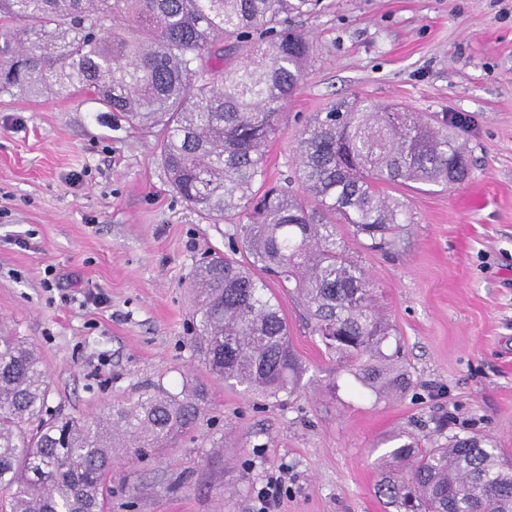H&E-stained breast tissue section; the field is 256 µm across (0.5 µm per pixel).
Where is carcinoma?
<instances>
[{"label": "carcinoma", "instance_id": "cac0c4a2", "mask_svg": "<svg viewBox=\"0 0 512 512\" xmlns=\"http://www.w3.org/2000/svg\"><path fill=\"white\" fill-rule=\"evenodd\" d=\"M320 0H0V93L79 87L129 124L159 131L168 184L215 223L230 253L191 284L190 347L210 373L265 398L295 391L303 367L276 295L302 297L328 353L362 387L396 396L410 381L364 268L336 224L384 249L401 223L385 188L459 184L466 152L416 113L368 100L315 112L297 134L306 195L267 178L266 147L304 78L313 43L289 19ZM39 353L0 324V512H107L116 448L159 456L201 414L202 389L154 385L102 416L59 421ZM381 493L403 512H512V462L485 438L410 441L382 465Z\"/></svg>", "mask_w": 512, "mask_h": 512}]
</instances>
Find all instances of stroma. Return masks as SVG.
<instances>
[{"instance_id":"obj_1","label":"stroma","mask_w":512,"mask_h":512,"mask_svg":"<svg viewBox=\"0 0 512 512\" xmlns=\"http://www.w3.org/2000/svg\"><path fill=\"white\" fill-rule=\"evenodd\" d=\"M294 23L313 59L269 144L272 181L294 178L297 132L342 99L449 121L470 157L464 183L392 189L405 217L391 248L336 227L395 330L401 397L329 359L288 287L275 293L298 389L266 400L212 377L188 343V287L235 225L174 196L155 134L90 94L0 93V320L42 357L50 409L100 415L158 382L206 392L176 447L115 468L111 512H255L277 476L273 512H397L377 460L401 431L428 448L477 434L512 461V0H322Z\"/></svg>"}]
</instances>
